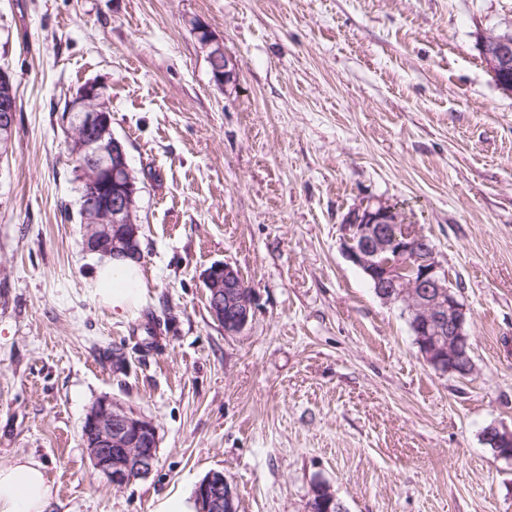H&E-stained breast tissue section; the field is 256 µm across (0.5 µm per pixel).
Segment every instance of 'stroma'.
<instances>
[{"instance_id": "obj_1", "label": "stroma", "mask_w": 512, "mask_h": 512, "mask_svg": "<svg viewBox=\"0 0 512 512\" xmlns=\"http://www.w3.org/2000/svg\"><path fill=\"white\" fill-rule=\"evenodd\" d=\"M204 25L238 64L212 80ZM512 0H0L17 121L0 159V464L41 461L49 512H159L212 470L239 512H512V97L479 38ZM100 86L142 224L143 302L114 314L82 247L60 116ZM401 204L467 309L473 371L440 374L341 251ZM255 295L236 336L202 274ZM122 354L115 367L114 354ZM151 419L158 462L115 489L81 438L102 398ZM329 488L328 485L315 483L311 490V496L308 501V509L310 512H345L342 503L336 497L335 501L325 498V493L320 494L322 488ZM328 494L335 495L332 490H328Z\"/></svg>"}]
</instances>
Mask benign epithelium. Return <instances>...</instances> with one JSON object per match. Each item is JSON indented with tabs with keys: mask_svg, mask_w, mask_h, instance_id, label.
<instances>
[{
	"mask_svg": "<svg viewBox=\"0 0 512 512\" xmlns=\"http://www.w3.org/2000/svg\"><path fill=\"white\" fill-rule=\"evenodd\" d=\"M195 33L207 51L213 80L220 86L235 83L236 68L222 44L202 25L195 27ZM480 46L488 72L498 80L504 94L512 95V81L502 78L512 72V37L484 34ZM82 97L85 129L91 130L103 119L99 88L85 86ZM87 149L94 174L106 169L111 157L125 159L120 141L113 136L108 140L93 138ZM120 168L126 174L125 185L106 201L97 200L95 181H85V198L97 203L101 220L85 247L108 250L117 257H137L140 226L133 223V175L126 164ZM341 246L346 258L370 278L380 299L404 305L424 345L423 359L434 370L447 373L448 361L469 347L467 309L448 286V273L438 261L431 239L417 225L405 223L397 207L368 201L348 213L342 224ZM203 283L209 292L212 317L224 327L225 334H240L253 314L254 291L247 289L238 269L228 263L213 264ZM82 440L93 468L114 488L147 476L158 460L159 437L154 423L109 398L101 399L87 412ZM196 498L200 512H237L234 489L222 471H211L198 483Z\"/></svg>",
	"mask_w": 512,
	"mask_h": 512,
	"instance_id": "obj_1",
	"label": "benign epithelium"
}]
</instances>
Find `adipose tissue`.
I'll return each instance as SVG.
<instances>
[{
    "mask_svg": "<svg viewBox=\"0 0 512 512\" xmlns=\"http://www.w3.org/2000/svg\"><path fill=\"white\" fill-rule=\"evenodd\" d=\"M95 287L102 302L122 315L138 306L145 284L136 261L111 258L98 266ZM52 498L43 462L19 457L0 465V512H47Z\"/></svg>",
    "mask_w": 512,
    "mask_h": 512,
    "instance_id": "1",
    "label": "adipose tissue"
}]
</instances>
